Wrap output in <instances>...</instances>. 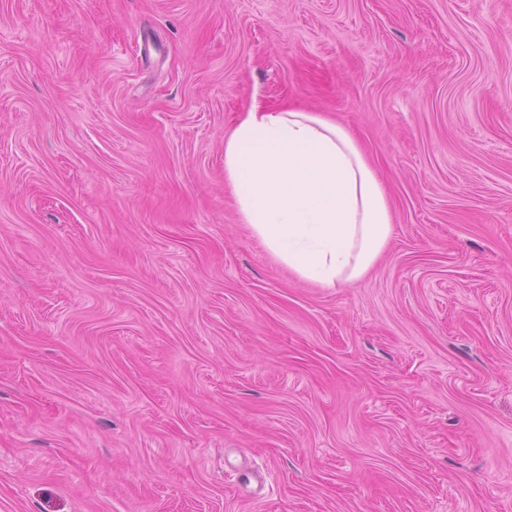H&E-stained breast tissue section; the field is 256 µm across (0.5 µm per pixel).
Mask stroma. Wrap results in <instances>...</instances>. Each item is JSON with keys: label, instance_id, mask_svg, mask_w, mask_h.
Wrapping results in <instances>:
<instances>
[{"label": "stroma", "instance_id": "1", "mask_svg": "<svg viewBox=\"0 0 512 512\" xmlns=\"http://www.w3.org/2000/svg\"><path fill=\"white\" fill-rule=\"evenodd\" d=\"M255 103L377 170L364 278L240 224ZM0 512H512V0H0Z\"/></svg>", "mask_w": 512, "mask_h": 512}]
</instances>
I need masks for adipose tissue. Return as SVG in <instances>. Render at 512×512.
Listing matches in <instances>:
<instances>
[{
  "mask_svg": "<svg viewBox=\"0 0 512 512\" xmlns=\"http://www.w3.org/2000/svg\"><path fill=\"white\" fill-rule=\"evenodd\" d=\"M241 223L297 278H363L393 236L391 204L354 135L317 112L252 105L224 138Z\"/></svg>",
  "mask_w": 512,
  "mask_h": 512,
  "instance_id": "ef3b65f1",
  "label": "adipose tissue"
}]
</instances>
